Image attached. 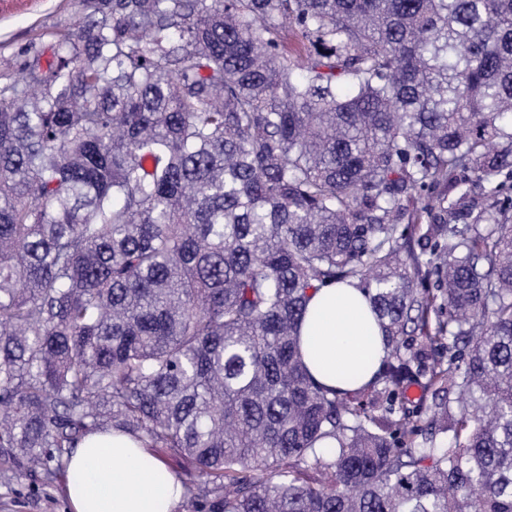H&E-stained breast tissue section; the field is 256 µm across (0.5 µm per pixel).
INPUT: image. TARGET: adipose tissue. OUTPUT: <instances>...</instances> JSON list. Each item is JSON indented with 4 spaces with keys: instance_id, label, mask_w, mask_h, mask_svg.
I'll return each mask as SVG.
<instances>
[{
    "instance_id": "1",
    "label": "adipose tissue",
    "mask_w": 512,
    "mask_h": 512,
    "mask_svg": "<svg viewBox=\"0 0 512 512\" xmlns=\"http://www.w3.org/2000/svg\"><path fill=\"white\" fill-rule=\"evenodd\" d=\"M300 349L313 379L339 390L366 385L387 355L364 293L348 283L313 293ZM65 491L71 512H177L183 495L167 465L119 431L89 436L70 455Z\"/></svg>"
}]
</instances>
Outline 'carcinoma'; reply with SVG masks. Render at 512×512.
I'll return each mask as SVG.
<instances>
[{
	"mask_svg": "<svg viewBox=\"0 0 512 512\" xmlns=\"http://www.w3.org/2000/svg\"><path fill=\"white\" fill-rule=\"evenodd\" d=\"M81 6L0 85V465L117 429L209 478L192 512H512V0ZM337 281L374 413L298 350ZM423 376L446 448L395 418Z\"/></svg>",
	"mask_w": 512,
	"mask_h": 512,
	"instance_id": "1",
	"label": "carcinoma"
}]
</instances>
